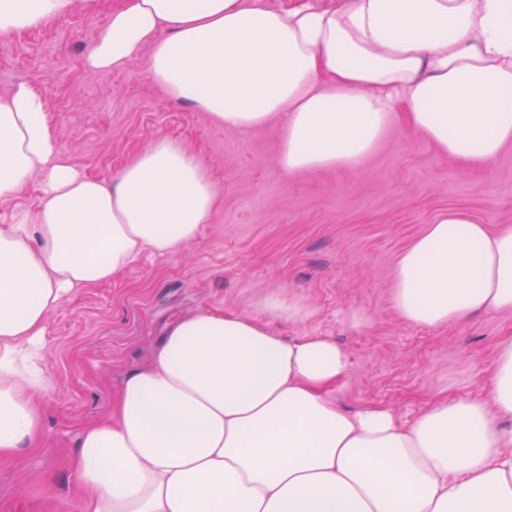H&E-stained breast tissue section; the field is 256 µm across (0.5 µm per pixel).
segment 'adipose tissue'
Here are the masks:
<instances>
[{"label":"adipose tissue","instance_id":"ef3b65f1","mask_svg":"<svg viewBox=\"0 0 512 512\" xmlns=\"http://www.w3.org/2000/svg\"><path fill=\"white\" fill-rule=\"evenodd\" d=\"M98 0H0V35ZM166 96L246 136L280 124L287 173L352 166L395 119L471 168L512 143V0H119L86 51L95 72L140 54ZM38 180L37 206L0 225V458L41 441L48 314L144 253L197 239L220 192L202 161L160 136L91 178L59 150L45 96H0V198ZM398 318L439 328L512 310V227L444 213L393 259ZM315 315L273 289L248 312L172 320L128 374L70 466L81 512H512V339L488 397L452 396L412 421L345 409L346 353L283 337Z\"/></svg>","mask_w":512,"mask_h":512}]
</instances>
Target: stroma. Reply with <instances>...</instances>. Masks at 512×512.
<instances>
[{"instance_id":"obj_1","label":"stroma","mask_w":512,"mask_h":512,"mask_svg":"<svg viewBox=\"0 0 512 512\" xmlns=\"http://www.w3.org/2000/svg\"><path fill=\"white\" fill-rule=\"evenodd\" d=\"M111 2L75 9L73 26L52 19L41 34L8 36L0 95L18 81L44 92L59 148L91 177L110 176L156 136L182 141L221 199L195 242L143 254L120 278L79 289L50 314L43 443L0 461V512H79L68 461L81 430L109 416L113 393L149 359L167 324L199 307L251 310L276 286L317 311L283 325L284 337L328 336L346 351V409L387 405L410 420L443 397H486L490 362L512 339V312H480L440 329L407 326L391 304L392 261L451 209L492 231L512 225V145L472 170L399 123L355 166L283 173L277 123L244 138L225 131L165 97L143 55L120 72L81 64L108 25Z\"/></svg>"}]
</instances>
